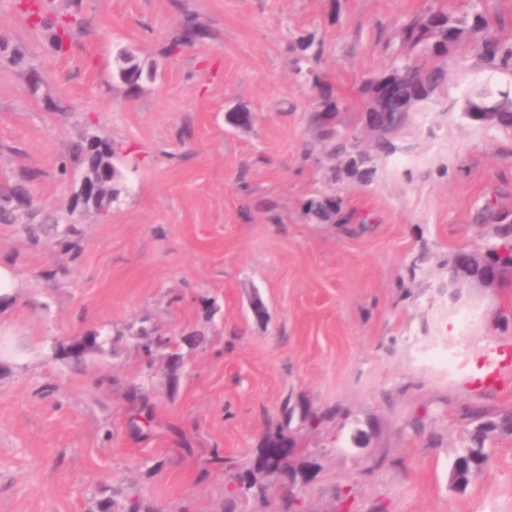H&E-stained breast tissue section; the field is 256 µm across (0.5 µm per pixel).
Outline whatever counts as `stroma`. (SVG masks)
Listing matches in <instances>:
<instances>
[{"mask_svg":"<svg viewBox=\"0 0 512 512\" xmlns=\"http://www.w3.org/2000/svg\"><path fill=\"white\" fill-rule=\"evenodd\" d=\"M44 2L86 21L67 53L0 0V41L24 58H0V180L25 184L53 218L36 242L0 224V262L21 283L0 316L27 352L0 363V512H512V434H491L490 462L466 488L449 481L464 408L512 409V388L464 380L483 347L512 342V273L446 289L457 253L496 239L476 220L482 205L512 211V136L465 117L464 91L512 75L475 50L448 54L443 89L386 156L362 112L366 83L403 61L407 17L476 6L512 44V0ZM187 13L204 35L170 52ZM309 39L323 53L307 76ZM125 48L144 72L133 87L117 77ZM31 67L43 75L35 94ZM316 77L341 101L339 132L373 154L370 178L305 156L320 133ZM237 107L254 113L249 128L226 122ZM85 133L122 146L128 191L105 216L73 212L82 169L60 171ZM319 195L340 199L350 222L309 220ZM460 310L473 314L462 332ZM145 327L173 348L145 358ZM196 333L205 345L187 343ZM94 335L107 343L80 368L53 358L54 344ZM439 342L458 354L454 372L424 361ZM133 386L151 422L135 417ZM288 401L323 416L288 426L314 478L294 502L261 474L230 496Z\"/></svg>","mask_w":512,"mask_h":512,"instance_id":"stroma-1","label":"stroma"}]
</instances>
